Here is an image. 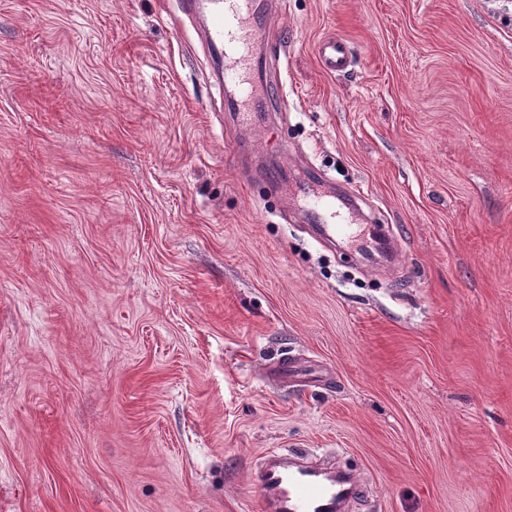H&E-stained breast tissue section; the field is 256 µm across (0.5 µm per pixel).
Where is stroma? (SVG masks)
Returning <instances> with one entry per match:
<instances>
[{"label": "stroma", "instance_id": "1", "mask_svg": "<svg viewBox=\"0 0 512 512\" xmlns=\"http://www.w3.org/2000/svg\"><path fill=\"white\" fill-rule=\"evenodd\" d=\"M276 28L257 149L178 0H0V512H262L273 450L336 456L353 512H512V0ZM267 158L397 260L311 239ZM318 54L323 67L330 72H344L352 65L347 44L342 40H328L320 44Z\"/></svg>", "mask_w": 512, "mask_h": 512}]
</instances>
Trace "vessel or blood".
Masks as SVG:
<instances>
[{
    "mask_svg": "<svg viewBox=\"0 0 512 512\" xmlns=\"http://www.w3.org/2000/svg\"><path fill=\"white\" fill-rule=\"evenodd\" d=\"M183 11L209 19L205 41L225 61L224 105L234 113L240 129L255 127L262 113L283 104V86L258 84L250 76L255 51L266 32L257 18L254 0H185ZM318 54L323 67L331 72L340 73L352 65L349 48L341 40L321 43ZM296 199L314 224L319 242L357 241L365 249L371 245L368 225L353 223L348 213L352 197L338 196L310 179L299 187ZM255 481L265 512H342L361 488L354 476L281 458L271 459Z\"/></svg>",
    "mask_w": 512,
    "mask_h": 512,
    "instance_id": "b4317fda",
    "label": "vessel or blood"
}]
</instances>
